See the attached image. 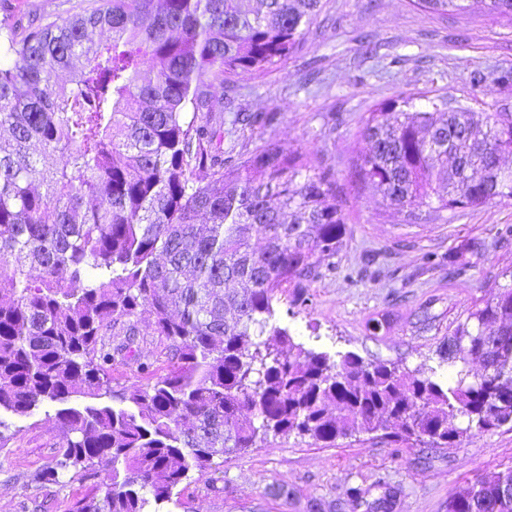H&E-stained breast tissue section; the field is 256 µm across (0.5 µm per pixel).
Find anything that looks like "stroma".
Returning a JSON list of instances; mask_svg holds the SVG:
<instances>
[{
  "label": "stroma",
  "instance_id": "1",
  "mask_svg": "<svg viewBox=\"0 0 512 512\" xmlns=\"http://www.w3.org/2000/svg\"><path fill=\"white\" fill-rule=\"evenodd\" d=\"M94 0H0V27L61 21ZM512 70V23L488 16L478 0L469 15L439 16L409 0H323L298 53L267 72L240 80L244 112H272L273 125L245 131L238 150L267 140L305 149L336 172L345 216L331 272L289 288L276 304L278 325L304 348L340 359L354 352L418 373L447 377L437 350L512 270V199L406 223L351 172L368 142L362 119L401 91L426 92L477 112L512 108V89L493 72ZM335 113L328 127L327 113ZM484 242L481 252L467 242ZM61 432L55 409L42 407L0 448V512H69L96 487L92 477L66 485H32L51 465ZM512 467V427L485 430L456 448L407 444L360 434L330 447L308 438L271 437L243 454L225 456L222 479L193 476L178 504L159 512H446L465 481Z\"/></svg>",
  "mask_w": 512,
  "mask_h": 512
}]
</instances>
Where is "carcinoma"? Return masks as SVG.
<instances>
[{
  "label": "carcinoma",
  "mask_w": 512,
  "mask_h": 512,
  "mask_svg": "<svg viewBox=\"0 0 512 512\" xmlns=\"http://www.w3.org/2000/svg\"><path fill=\"white\" fill-rule=\"evenodd\" d=\"M411 2L446 15L471 0ZM481 2L512 22V0ZM321 3L101 0L4 36L0 414L58 406L65 440L31 482L106 471L70 512H149L271 434L329 447L395 428L454 448L512 425V282L448 334L445 382L355 353L333 360L275 323L285 288L336 254L344 215L332 169L274 141L236 150L241 131L276 115L233 110V93L299 50ZM414 100L400 93L363 118L370 148L353 177L411 224L424 199L437 219L512 199V112ZM145 312L167 341L165 373L139 361L151 382L116 390L112 366L135 356ZM447 512H512V468L466 483Z\"/></svg>",
  "instance_id": "obj_1"
}]
</instances>
